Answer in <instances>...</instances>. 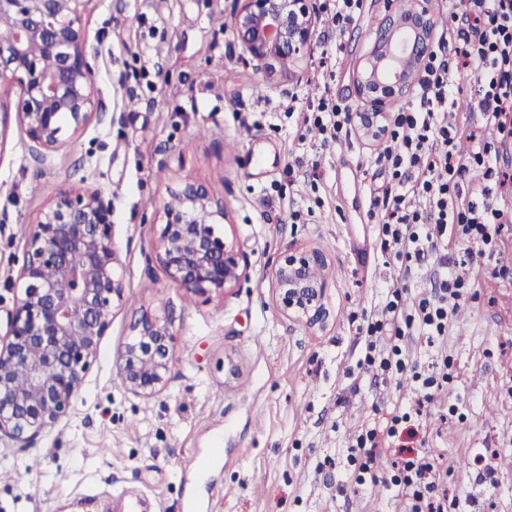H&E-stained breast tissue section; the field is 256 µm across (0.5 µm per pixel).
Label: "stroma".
<instances>
[{"label":"stroma","mask_w":512,"mask_h":512,"mask_svg":"<svg viewBox=\"0 0 512 512\" xmlns=\"http://www.w3.org/2000/svg\"><path fill=\"white\" fill-rule=\"evenodd\" d=\"M235 0H91L84 19L96 74L95 116L36 160L18 123L0 140V336L15 303L29 227L58 190L112 202V241L127 297L115 310L73 414L31 444L0 438V512H105L137 496L149 512H409L390 465L351 460L357 435L386 430L417 400L411 383L368 363L380 286L393 274L368 210L386 175L382 140L358 131L321 145L303 115L328 95L359 111L357 75L394 0H363L345 33L273 68L246 61L229 23ZM222 16L223 25L212 22ZM299 94L287 115L291 94ZM206 136H199V129ZM303 165L289 169L292 157ZM318 164L317 187L305 168ZM38 193H31V183ZM193 182L222 199L216 230L248 277L226 295L171 287L155 258L166 190ZM301 223H280L287 204ZM293 247L329 258L325 327L286 318L273 271ZM164 294L174 321L167 389L146 399L114 367L131 321ZM447 336L401 337L410 364L448 381L419 417L418 455L447 481V512H512V223L464 290Z\"/></svg>","instance_id":"1"}]
</instances>
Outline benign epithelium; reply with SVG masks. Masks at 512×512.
Here are the masks:
<instances>
[{
  "label": "benign epithelium",
  "mask_w": 512,
  "mask_h": 512,
  "mask_svg": "<svg viewBox=\"0 0 512 512\" xmlns=\"http://www.w3.org/2000/svg\"><path fill=\"white\" fill-rule=\"evenodd\" d=\"M91 0H0V28L15 39L0 46V87L18 86L19 121L39 157L62 144L63 127L82 131L95 112V73L82 34ZM313 0H236L232 27L249 59L261 66L299 57L316 27ZM434 15L430 0L388 14L375 34L358 80L368 111L356 126L378 132L384 110L411 89V73L427 57ZM156 256L176 288L206 295L225 293L247 277L234 242L215 231L224 201L193 183L168 190ZM112 204L96 190L62 188L36 219L23 256L0 338V434L27 443L49 422L70 416L85 377L96 361L125 286L112 244ZM328 260L318 249H289L274 271L278 302L289 318L324 326ZM67 280L62 293L57 282ZM176 340L169 313L143 310L130 324L115 367L123 385L141 397L166 387ZM22 369L28 385L14 386Z\"/></svg>",
  "instance_id": "1"
}]
</instances>
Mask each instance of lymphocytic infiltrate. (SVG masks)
<instances>
[{
    "label": "lymphocytic infiltrate",
    "instance_id": "lymphocytic-infiltrate-1",
    "mask_svg": "<svg viewBox=\"0 0 512 512\" xmlns=\"http://www.w3.org/2000/svg\"><path fill=\"white\" fill-rule=\"evenodd\" d=\"M456 69L475 72L471 111L480 115L486 128L506 133L512 114V0H459L447 38L438 41L423 66L418 106L396 112L390 122L386 145L376 157L389 176L369 215L381 224L382 253L412 263L419 271L430 264L435 270L430 291L419 296L413 309L397 299L385 302L380 321L366 326L365 335L383 332L399 337L412 325L424 336L447 335L464 281L477 264L472 250L449 252V239L488 244L492 227L512 223V211L502 209L486 186L493 168L481 174L480 201L462 200L455 192L459 180L472 173V154L461 148L463 135L448 121ZM304 121L327 145L336 142L354 119L352 112L324 97ZM433 470V464L422 458L403 461L398 485L413 500L412 512H444V496Z\"/></svg>",
    "mask_w": 512,
    "mask_h": 512
}]
</instances>
